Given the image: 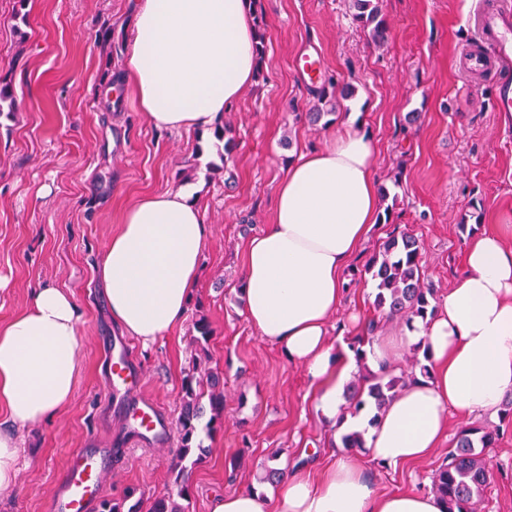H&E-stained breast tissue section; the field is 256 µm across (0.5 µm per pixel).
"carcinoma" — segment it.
<instances>
[{"mask_svg":"<svg viewBox=\"0 0 512 512\" xmlns=\"http://www.w3.org/2000/svg\"><path fill=\"white\" fill-rule=\"evenodd\" d=\"M257 30L255 46L257 59L265 52V21L261 0H251ZM353 19L368 32L371 41L381 46L389 39V28L381 16L378 0H350ZM424 245L412 233L401 232L389 236L365 264L364 273L375 281L377 293L373 308L381 319H397L408 325L420 318L433 316L438 308L437 289L425 281L422 271ZM197 336L193 342L201 356L183 377L180 412L177 429L180 447L172 470L177 496H190L191 471L185 460L193 450H198L192 464H197L206 452L202 443L196 442L199 432H211L224 425V377L216 368L208 366L207 346L213 336L208 319L200 315L195 320ZM419 347L412 348L410 369L398 374L383 367L377 372L363 367L357 380L345 395L347 412L351 416L369 409L374 423L383 409L391 403L415 379V371L421 366ZM208 403H203V399ZM209 419H204L205 414ZM498 438V430L486 428L477 431L463 426L455 437V446L448 451L447 460L432 476V491L445 505L444 512H476V504L489 484L491 471L485 458V450ZM341 447L353 451L365 447L364 432L349 431L340 435Z\"/></svg>","mask_w":512,"mask_h":512,"instance_id":"carcinoma-1","label":"carcinoma"}]
</instances>
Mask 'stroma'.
<instances>
[{
  "instance_id": "stroma-1",
  "label": "stroma",
  "mask_w": 512,
  "mask_h": 512,
  "mask_svg": "<svg viewBox=\"0 0 512 512\" xmlns=\"http://www.w3.org/2000/svg\"><path fill=\"white\" fill-rule=\"evenodd\" d=\"M493 2L379 0L390 37L378 49L353 21L349 0H262L265 53L224 114L235 147L210 172L212 132L151 127L130 96L116 108L102 94L127 68L131 0H0V82L15 96L14 111L0 113V325L44 285L67 291L83 314L78 375L64 410L18 428L0 407V431L16 437L25 462L19 484L0 493V512H49L56 480L79 448H117L106 499L149 512L156 497L173 491L177 434L164 448L130 442L107 400L103 343L121 330L95 268L123 208L180 188L190 169L210 233L198 285L173 330L147 347L130 341L145 394L174 420L195 356L197 313L213 329L209 354L224 374V426L204 441L209 452L192 468L185 512H211L217 497L263 479L269 462L314 475L349 454L328 440L305 371L244 313L245 244L267 223L289 166L300 152L324 146L330 131L307 121L313 87L296 61L319 52L334 121L358 113L377 145L376 181L390 192L345 274L348 290L331 320L350 340L373 315L364 265L392 229L423 241V272L441 299L463 270L473 233L497 232L512 244V123L493 105L504 72L474 77L460 65L479 50L477 18ZM346 84L353 97H343ZM410 112L420 113L417 124L406 123ZM471 424L500 429L485 451L493 479L477 512H512V421L485 415ZM460 426L451 417L446 439L422 461L387 467L362 450L349 455L376 491H427Z\"/></svg>"
}]
</instances>
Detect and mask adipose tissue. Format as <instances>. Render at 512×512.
<instances>
[{
  "instance_id": "1",
  "label": "adipose tissue",
  "mask_w": 512,
  "mask_h": 512,
  "mask_svg": "<svg viewBox=\"0 0 512 512\" xmlns=\"http://www.w3.org/2000/svg\"><path fill=\"white\" fill-rule=\"evenodd\" d=\"M250 0H135L125 83L145 122L158 129H213L252 82ZM376 143L349 113L320 149L299 154L280 181L270 220L246 244L245 315L300 365L328 428L361 366L378 369L399 347L419 345L429 375L369 426L367 454L395 466L428 456L451 413H497L512 392V246L478 234L465 267L432 319L375 338L365 356L329 335L343 272L376 222ZM207 244L192 191L147 194L121 214L96 269L112 320L148 346L185 317ZM82 314L63 290L43 286L0 328V405L18 427L53 418L70 401ZM285 512H443L433 492L376 493L362 467L340 459L319 480L287 473ZM270 490L253 484L219 497L212 512H269Z\"/></svg>"
}]
</instances>
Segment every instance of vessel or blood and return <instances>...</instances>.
Returning a JSON list of instances; mask_svg holds the SVG:
<instances>
[{
    "mask_svg": "<svg viewBox=\"0 0 512 512\" xmlns=\"http://www.w3.org/2000/svg\"><path fill=\"white\" fill-rule=\"evenodd\" d=\"M481 51L468 55L464 67L481 73L494 66L512 64V0H497L479 21ZM106 393L134 442L158 448L168 443L170 419L143 392L142 375L132 364L125 341L116 339L104 346ZM112 451L82 448L68 461L50 500V512H92L99 502L109 472Z\"/></svg>",
    "mask_w": 512,
    "mask_h": 512,
    "instance_id": "vessel-or-blood-1",
    "label": "vessel or blood"
}]
</instances>
